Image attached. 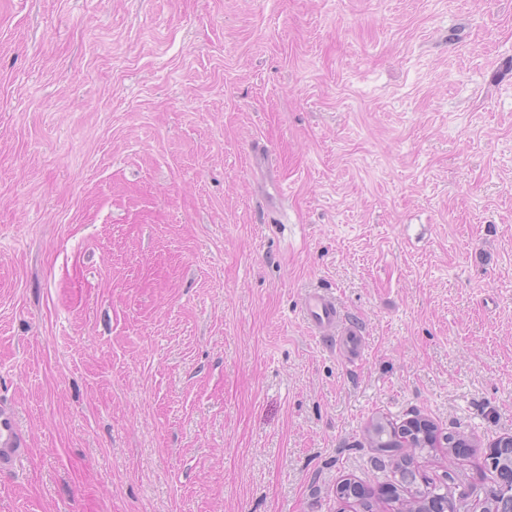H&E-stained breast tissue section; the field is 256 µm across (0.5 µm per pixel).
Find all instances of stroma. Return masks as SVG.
<instances>
[{
	"label": "stroma",
	"mask_w": 512,
	"mask_h": 512,
	"mask_svg": "<svg viewBox=\"0 0 512 512\" xmlns=\"http://www.w3.org/2000/svg\"><path fill=\"white\" fill-rule=\"evenodd\" d=\"M0 405V512H361L380 414L496 486L512 0H0ZM301 317L307 328L320 338L330 339L336 348V334L339 349L349 354L362 350L361 331L355 326L344 327L336 297L319 289L308 290L301 301ZM26 451L15 413L0 408V472L13 469Z\"/></svg>",
	"instance_id": "35a3bbf8"
}]
</instances>
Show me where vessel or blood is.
Returning <instances> with one entry per match:
<instances>
[{"instance_id": "vessel-or-blood-1", "label": "vessel or blood", "mask_w": 512, "mask_h": 512, "mask_svg": "<svg viewBox=\"0 0 512 512\" xmlns=\"http://www.w3.org/2000/svg\"><path fill=\"white\" fill-rule=\"evenodd\" d=\"M301 317L307 328L318 337L338 340L341 350L353 354L362 348L360 331L344 326L341 311L333 294L319 289L308 290L301 301ZM26 451L14 412L0 408V472L13 469Z\"/></svg>"}]
</instances>
